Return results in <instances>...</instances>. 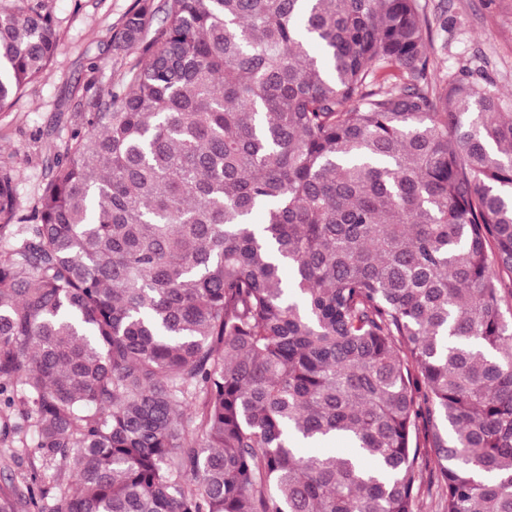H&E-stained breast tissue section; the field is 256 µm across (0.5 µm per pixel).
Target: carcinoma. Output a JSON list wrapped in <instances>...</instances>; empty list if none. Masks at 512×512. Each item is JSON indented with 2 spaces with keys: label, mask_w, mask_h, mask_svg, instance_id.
I'll use <instances>...</instances> for the list:
<instances>
[{
  "label": "carcinoma",
  "mask_w": 512,
  "mask_h": 512,
  "mask_svg": "<svg viewBox=\"0 0 512 512\" xmlns=\"http://www.w3.org/2000/svg\"><path fill=\"white\" fill-rule=\"evenodd\" d=\"M428 26L135 0L0 254V410L67 466L0 512H512V112ZM57 41L0 12V110ZM20 206L0 167V240Z\"/></svg>",
  "instance_id": "carcinoma-1"
}]
</instances>
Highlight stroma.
Returning <instances> with one entry per match:
<instances>
[{
    "label": "stroma",
    "mask_w": 512,
    "mask_h": 512,
    "mask_svg": "<svg viewBox=\"0 0 512 512\" xmlns=\"http://www.w3.org/2000/svg\"><path fill=\"white\" fill-rule=\"evenodd\" d=\"M431 38L441 72L470 68L496 85L505 111L512 112V0H425ZM134 0H0V11L37 4L50 13L59 32L46 74L24 87L0 110V165L12 169L21 208L19 227L34 224V207L81 111L90 78L115 81L122 61L112 49L113 29ZM22 403L0 417V490L21 493L33 474L50 479L63 470L56 461L45 470L20 439Z\"/></svg>",
    "instance_id": "1"
}]
</instances>
